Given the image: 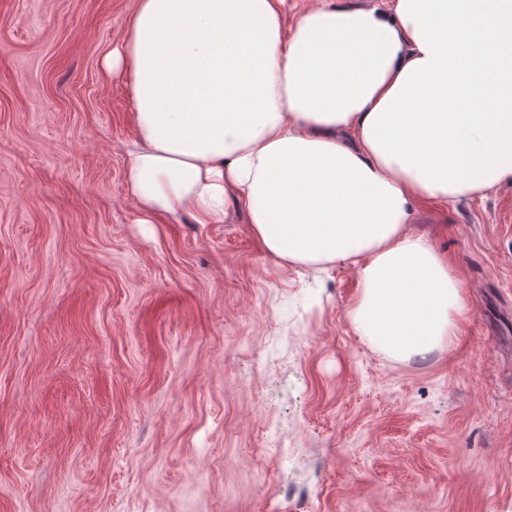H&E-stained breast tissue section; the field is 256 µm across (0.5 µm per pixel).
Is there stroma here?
<instances>
[{"mask_svg": "<svg viewBox=\"0 0 512 512\" xmlns=\"http://www.w3.org/2000/svg\"><path fill=\"white\" fill-rule=\"evenodd\" d=\"M134 4L0 0V512H512V182L418 213L466 307L387 360L351 265L281 266L235 207L137 223L101 71Z\"/></svg>", "mask_w": 512, "mask_h": 512, "instance_id": "1", "label": "stroma"}]
</instances>
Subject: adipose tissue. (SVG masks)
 I'll return each mask as SVG.
<instances>
[{"instance_id": "obj_1", "label": "adipose tissue", "mask_w": 512, "mask_h": 512, "mask_svg": "<svg viewBox=\"0 0 512 512\" xmlns=\"http://www.w3.org/2000/svg\"><path fill=\"white\" fill-rule=\"evenodd\" d=\"M135 0L102 60L128 77L139 221L242 210L278 263L357 273L348 317L408 363L451 346L465 308L424 205L512 180V0Z\"/></svg>"}]
</instances>
